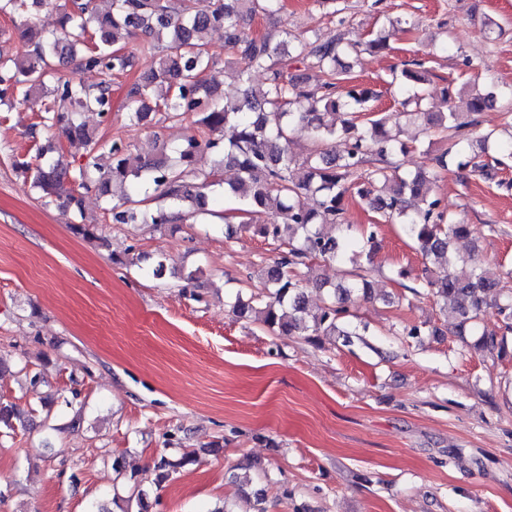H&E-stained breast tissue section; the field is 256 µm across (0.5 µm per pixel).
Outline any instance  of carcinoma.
<instances>
[{"label":"carcinoma","mask_w":512,"mask_h":512,"mask_svg":"<svg viewBox=\"0 0 512 512\" xmlns=\"http://www.w3.org/2000/svg\"><path fill=\"white\" fill-rule=\"evenodd\" d=\"M206 8L196 0H108L100 9L96 0H0V13L19 19L15 31L21 45L17 51L0 48V106L40 102L44 124L57 128L85 149L87 162L74 173L60 167L52 154L54 143L38 148L39 163L20 162L23 172H32L31 186L51 195L73 175L75 188L66 195L65 207L81 223L72 229L83 237L95 236L96 226L86 223L82 191L97 189L112 196L108 208L113 224H177L187 215L224 217L214 209L210 189L217 185L216 173L232 168L236 176L224 182V197L242 201L249 221L245 231L280 241L288 250L272 264L260 268L257 278L264 291L249 300L236 299L233 313L247 314L280 336L305 333L318 345L338 334L337 323L350 316V306L371 295L362 275L348 278L326 289L323 306L310 313L297 269L307 261L357 262L370 257L377 232L352 236V225L344 218L352 197L366 201L387 224L400 225L418 248L425 263L422 287L440 303L456 333L465 335L491 309L505 331L512 332V291L484 275L478 258L456 254L452 241L471 234L470 225L445 218L440 200L430 196V185L448 169V160L474 177L488 175L491 164L482 155L467 152L468 129L477 124L463 114L448 110L434 112L423 93L426 70L422 63L405 64L401 71L403 104L416 111L404 116L423 123L426 132L445 136L444 150L415 173H399L395 161L400 129L390 118L370 119L359 128L348 119L336 120L340 111L368 112L372 92L353 85L343 96L336 95V78L345 73L342 56L357 53L360 46L348 41L339 29L325 40L318 36L299 38L284 27L276 33L254 35L242 25L245 16H273L282 9L281 0H209ZM49 8L57 15L58 31L46 32L37 22L38 12ZM400 21L390 20L366 47L370 51L390 49V39ZM224 32L225 46L244 57L249 68L239 74L240 87L226 92L207 79L214 62L208 50V35ZM133 35L145 37L144 47L159 49L158 67L133 84L127 94L129 118L150 124L156 115L164 121L192 117L207 133L199 140L190 137L153 153L134 154L130 146L107 142L76 122L75 116L94 112L108 121L112 114V82L108 77L127 71L130 56L121 42ZM294 60L316 68L321 80L310 87L300 74L288 72ZM75 61L78 68L97 71L107 79L88 86L63 66ZM265 74L260 89L250 88L252 72ZM492 92L473 94L468 102L473 113L494 107ZM234 136L226 141L224 128ZM300 128L316 144L302 159L290 149V135ZM345 136L346 153L336 157L323 149L328 141ZM213 156V167L203 172L196 167L198 154ZM109 163H98L103 154ZM168 201L155 210L146 207L152 196ZM315 200V206L306 199ZM340 227L342 235L324 233V226ZM472 349L479 354L502 353L505 340L496 333H482ZM20 415L12 404L0 403V430H15ZM195 462L194 453L184 452L177 460L161 458L156 469L163 471Z\"/></svg>","instance_id":"carcinoma-1"}]
</instances>
